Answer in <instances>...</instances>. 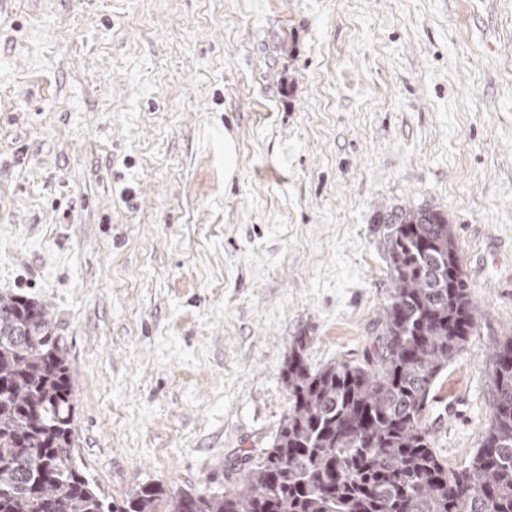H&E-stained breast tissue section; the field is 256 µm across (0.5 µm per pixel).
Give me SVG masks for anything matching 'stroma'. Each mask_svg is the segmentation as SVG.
Instances as JSON below:
<instances>
[{
    "label": "stroma",
    "instance_id": "obj_1",
    "mask_svg": "<svg viewBox=\"0 0 512 512\" xmlns=\"http://www.w3.org/2000/svg\"><path fill=\"white\" fill-rule=\"evenodd\" d=\"M447 212L478 308L424 412L466 466L512 330V0H5L0 296L67 348L75 446L111 501L239 483L297 341L383 328L380 214Z\"/></svg>",
    "mask_w": 512,
    "mask_h": 512
}]
</instances>
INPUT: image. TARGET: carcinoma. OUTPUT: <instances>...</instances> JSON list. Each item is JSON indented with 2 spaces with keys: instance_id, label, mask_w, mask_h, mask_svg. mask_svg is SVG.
I'll return each instance as SVG.
<instances>
[{
  "instance_id": "1",
  "label": "carcinoma",
  "mask_w": 512,
  "mask_h": 512,
  "mask_svg": "<svg viewBox=\"0 0 512 512\" xmlns=\"http://www.w3.org/2000/svg\"><path fill=\"white\" fill-rule=\"evenodd\" d=\"M391 288L375 353L321 369L299 339L283 370L288 412L270 448L187 512H512V331L491 350L490 420L463 470L432 448L431 386L474 330L455 225L436 206L382 218ZM72 374L44 307L0 297V512H162L163 485L121 504L83 473Z\"/></svg>"
}]
</instances>
